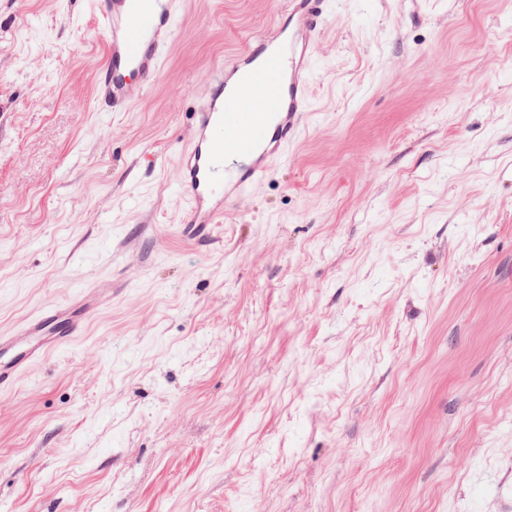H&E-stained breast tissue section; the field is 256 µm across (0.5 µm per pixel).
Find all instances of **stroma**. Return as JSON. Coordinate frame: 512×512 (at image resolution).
<instances>
[{
  "label": "stroma",
  "instance_id": "35a3bbf8",
  "mask_svg": "<svg viewBox=\"0 0 512 512\" xmlns=\"http://www.w3.org/2000/svg\"><path fill=\"white\" fill-rule=\"evenodd\" d=\"M93 2L0 0V332L112 291L0 394V512H512V0H329L206 234L179 147L272 0H181L127 112Z\"/></svg>",
  "mask_w": 512,
  "mask_h": 512
}]
</instances>
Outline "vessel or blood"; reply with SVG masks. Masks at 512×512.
I'll list each match as a JSON object with an SVG mask.
<instances>
[{"mask_svg":"<svg viewBox=\"0 0 512 512\" xmlns=\"http://www.w3.org/2000/svg\"><path fill=\"white\" fill-rule=\"evenodd\" d=\"M328 0H289L268 35L211 70L210 92L193 112V136L179 167L187 207L181 221L203 229L222 223L241 194L282 162L308 115L306 73L324 26ZM106 50L97 94L110 111H126L158 80L164 51L176 32L175 0H96ZM264 102L246 111L245 99ZM102 297L89 292L50 305L13 333L0 334V392L17 376L78 337Z\"/></svg>","mask_w":512,"mask_h":512,"instance_id":"obj_1","label":"vessel or blood"}]
</instances>
